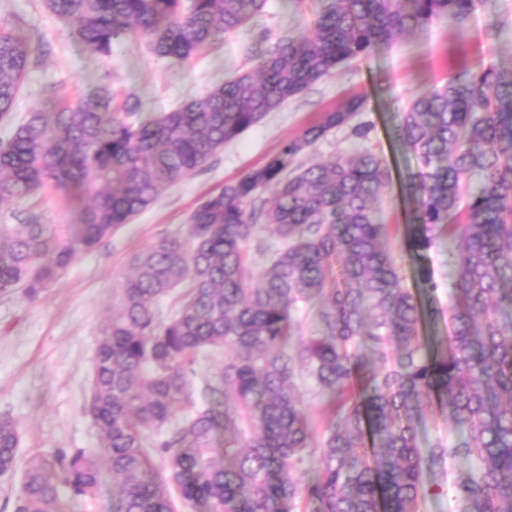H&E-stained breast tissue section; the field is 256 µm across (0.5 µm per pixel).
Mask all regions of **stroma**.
Listing matches in <instances>:
<instances>
[{"instance_id":"1","label":"stroma","mask_w":512,"mask_h":512,"mask_svg":"<svg viewBox=\"0 0 512 512\" xmlns=\"http://www.w3.org/2000/svg\"><path fill=\"white\" fill-rule=\"evenodd\" d=\"M323 7V0H267L256 19L180 65L157 56L141 38L120 41L111 55H91L43 0H0V25L20 30L42 48L16 110L24 115L49 109L52 91L74 99L101 86L135 94L144 111L171 110L253 68L251 48L258 38L271 46L285 37L313 33ZM491 20L498 24L493 35L487 29ZM492 64L512 65V0H485L465 27L438 20L399 38L392 49L340 66L225 145L206 168L162 190L130 224L79 253L64 276L38 297L0 298V414H10L19 425L20 459L72 448L100 451L97 428L83 406L98 331L113 310L112 291L133 258L162 237L183 231L203 196L261 165L283 141L355 94L366 99L360 118L371 124L368 140L335 130L302 160L328 161L366 148L382 158L390 172L382 206L389 247L405 286L415 288L416 266L405 240L415 202L404 187L418 171L419 160L397 139V127L416 93L443 85L461 70ZM31 212L44 224L74 221L67 199L55 193L40 203L29 199L0 207V224L23 222Z\"/></svg>"}]
</instances>
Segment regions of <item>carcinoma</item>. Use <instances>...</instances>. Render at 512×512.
Masks as SVG:
<instances>
[{"mask_svg": "<svg viewBox=\"0 0 512 512\" xmlns=\"http://www.w3.org/2000/svg\"><path fill=\"white\" fill-rule=\"evenodd\" d=\"M480 0H328L315 33L258 50L241 71L179 107L145 113L101 88L51 112H13L33 63L0 28V206L51 192L72 204L60 229L35 213L0 224V297H37L75 257L203 169L246 130L340 64L392 46L436 18L463 28ZM88 52L128 36L188 62L260 14L266 0H45ZM354 96L261 166L201 199L186 234L137 255L101 326L84 410L118 494L116 512H172L168 490L213 512H420L424 475L448 481L452 512H512V65L464 71L414 97L397 128L421 168L406 225L423 257L448 238V346L424 352L440 311L403 285L377 214L389 182L369 150L309 165L333 129L365 140ZM270 191L272 200L262 198ZM271 226L279 247L251 268ZM255 241V240H253ZM254 251L265 254L262 241ZM312 323L311 335H301ZM228 353L198 376L200 359ZM325 403L313 447L299 384ZM460 431L422 448L420 401ZM224 432V450L214 448ZM19 429L0 415V476L16 470ZM160 461L156 467L154 461ZM101 484L84 449L34 454L14 512H63Z\"/></svg>", "mask_w": 512, "mask_h": 512, "instance_id": "cac0c4a2", "label": "carcinoma"}]
</instances>
